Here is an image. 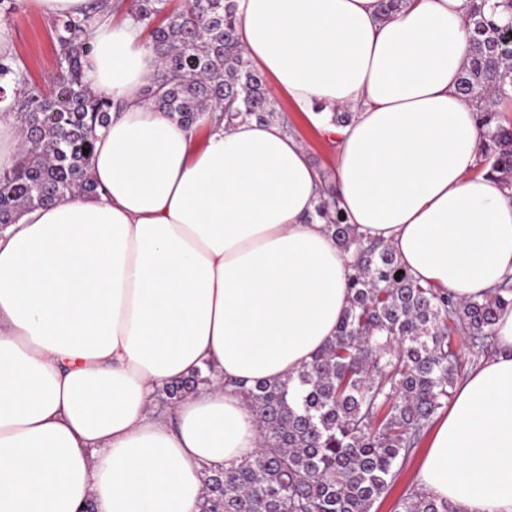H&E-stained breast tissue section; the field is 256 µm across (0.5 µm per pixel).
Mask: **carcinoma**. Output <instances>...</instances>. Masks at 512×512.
I'll return each mask as SVG.
<instances>
[{"mask_svg":"<svg viewBox=\"0 0 512 512\" xmlns=\"http://www.w3.org/2000/svg\"><path fill=\"white\" fill-rule=\"evenodd\" d=\"M92 0L81 17L55 22L59 68L52 90L29 82L20 67L0 60L5 85L22 84L13 108L23 131L34 133L21 160L0 173V224L25 210L76 192L94 195L89 169L97 132L112 103L85 83L96 24L118 12ZM468 52L459 93L476 109L482 133L477 172L498 175L512 189V60L501 38L512 21V0H467ZM160 61L143 90L157 111L192 126L210 115L230 125L276 112L265 77L244 55L235 0H130L126 10ZM316 216L350 254V305L336 336L297 373L245 390L260 428L250 459L205 478L200 512H372L439 410L458 376L453 337H470L473 355L493 348L494 325L512 308V284L482 298L459 301L446 289L421 284L394 251L366 242L345 221L332 188ZM197 372L162 390L170 405L209 384ZM399 512H463L425 491L400 499Z\"/></svg>","mask_w":512,"mask_h":512,"instance_id":"cac0c4a2","label":"carcinoma"}]
</instances>
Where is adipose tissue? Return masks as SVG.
Instances as JSON below:
<instances>
[{
    "instance_id": "obj_1",
    "label": "adipose tissue",
    "mask_w": 512,
    "mask_h": 512,
    "mask_svg": "<svg viewBox=\"0 0 512 512\" xmlns=\"http://www.w3.org/2000/svg\"><path fill=\"white\" fill-rule=\"evenodd\" d=\"M466 0H236L246 57L338 149L348 223L457 298L512 281V194L476 173L457 79ZM85 81L121 106L93 196L0 226V512H200L205 474L254 455L228 380L309 364L349 306L320 174L280 120L188 127L146 104L159 69L131 19L93 31ZM351 112L341 127L331 113ZM456 385L418 480L462 512H512V310ZM211 383L164 412L161 389Z\"/></svg>"
}]
</instances>
